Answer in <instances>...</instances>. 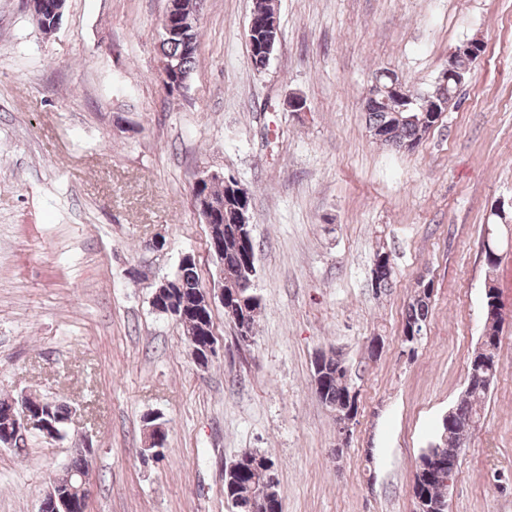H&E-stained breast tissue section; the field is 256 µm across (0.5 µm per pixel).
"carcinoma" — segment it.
Here are the masks:
<instances>
[{
	"label": "carcinoma",
	"mask_w": 512,
	"mask_h": 512,
	"mask_svg": "<svg viewBox=\"0 0 512 512\" xmlns=\"http://www.w3.org/2000/svg\"><path fill=\"white\" fill-rule=\"evenodd\" d=\"M160 54L173 59L184 71L193 72L196 65L197 51L187 54L181 45L163 40L159 45ZM409 111L423 120V123L401 122L393 113L383 107L373 108L366 113L369 127L381 130L380 144L398 151H411L423 139L422 128H429L434 123L432 113L421 112L414 106ZM210 195L224 198V246L222 248L221 267L224 274V316L231 322L243 319L249 330H254L256 318L261 310V298L254 288L252 279L246 274L250 266H255L256 241L245 244L236 232L238 199L230 188L224 184H213L208 188ZM376 253L384 259L373 264L371 286L374 291L390 287L394 267L391 254L379 247ZM179 287L173 289L170 296L184 306L185 312L179 323L186 332V341L191 347L204 345L214 329L213 313L200 305L198 295L201 291L197 264L190 261L179 263L173 275ZM432 282L424 278L416 282L413 294L407 303L402 327L401 341L407 342L408 332L427 330V321L431 308ZM500 322L483 324L482 335L491 337L483 347L473 351L470 360L476 366H468L467 387L452 413L439 421L435 435L430 444L419 456L413 483V493L422 500L418 512H439V505L447 499L448 472L456 467V449L469 436L481 421L485 398L490 391L486 378L498 377L499 351L501 341H492L499 335ZM322 380L315 393L327 406L337 412L349 407L350 393L354 386L352 373L348 372L347 360L338 353L330 356L321 354ZM36 409L49 410V416L59 430L67 431L72 420L73 408L66 403L50 402L46 399L33 400ZM88 476L87 455L77 454L58 478L62 485L74 483L77 475ZM263 476L256 465V452L249 449L241 452L234 460V470L224 473V496L237 504V512H251V502L260 497Z\"/></svg>",
	"instance_id": "cac0c4a2"
}]
</instances>
